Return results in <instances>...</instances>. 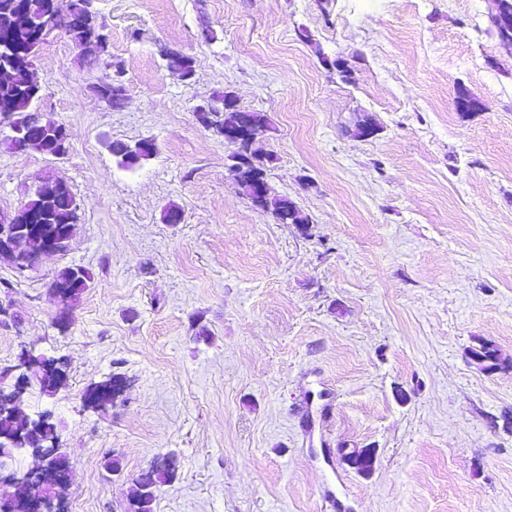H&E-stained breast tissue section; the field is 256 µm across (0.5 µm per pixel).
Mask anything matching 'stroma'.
<instances>
[{
  "mask_svg": "<svg viewBox=\"0 0 512 512\" xmlns=\"http://www.w3.org/2000/svg\"><path fill=\"white\" fill-rule=\"evenodd\" d=\"M92 7L104 49L59 32L35 60L68 153L0 143L1 214L43 177L79 204L66 252L23 275L0 259V372L30 347L68 362L66 386L25 406L58 424L64 512H131L169 453L154 512H512V47L489 0ZM114 63L119 108L97 92ZM460 84L485 111L456 110ZM227 91L266 115L267 180L308 226L236 185L233 146L197 117ZM141 140L156 152L132 169L110 150ZM67 267L92 276L68 312L50 288ZM483 342L496 371L470 359ZM117 373L112 404L84 406ZM344 448L375 449L371 474ZM177 476V470L169 468H155L151 466L135 479L133 491V504L131 512H153L155 490L162 484L172 482Z\"/></svg>",
  "mask_w": 512,
  "mask_h": 512,
  "instance_id": "stroma-1",
  "label": "stroma"
}]
</instances>
